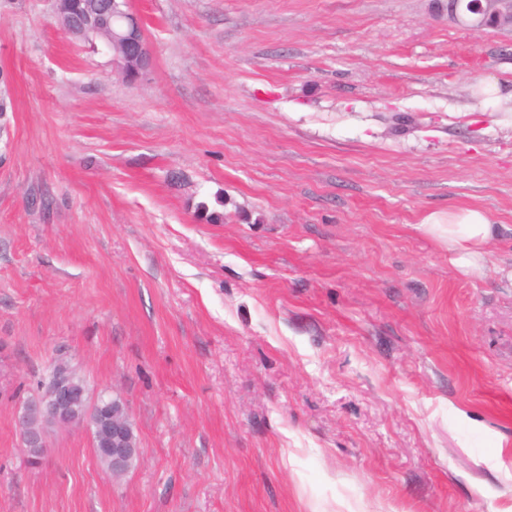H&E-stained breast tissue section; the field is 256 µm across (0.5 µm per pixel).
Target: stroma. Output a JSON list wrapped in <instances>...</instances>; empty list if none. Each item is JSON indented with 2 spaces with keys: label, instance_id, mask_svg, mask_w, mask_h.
Listing matches in <instances>:
<instances>
[{
  "label": "stroma",
  "instance_id": "1",
  "mask_svg": "<svg viewBox=\"0 0 512 512\" xmlns=\"http://www.w3.org/2000/svg\"><path fill=\"white\" fill-rule=\"evenodd\" d=\"M127 83L0 0V512L512 508V31L448 0H130ZM484 210L463 274L419 226ZM222 214L210 222L211 214ZM66 360L139 443L16 426ZM126 9L122 16L126 20L125 29L121 31L122 49L119 56L113 57L115 68L125 77H128L131 68L137 72V65H146L150 70L153 66L154 57L144 33V26L141 17L130 10L129 1H123Z\"/></svg>",
  "mask_w": 512,
  "mask_h": 512
}]
</instances>
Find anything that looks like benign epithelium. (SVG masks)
Returning a JSON list of instances; mask_svg holds the SVG:
<instances>
[{"instance_id": "benign-epithelium-1", "label": "benign epithelium", "mask_w": 512, "mask_h": 512, "mask_svg": "<svg viewBox=\"0 0 512 512\" xmlns=\"http://www.w3.org/2000/svg\"><path fill=\"white\" fill-rule=\"evenodd\" d=\"M55 15L63 28L78 20L79 35L88 41L104 25L106 16L116 8L114 0H53ZM122 16L126 20L121 31V54L113 64L124 75L137 66L152 68L154 57L144 33L141 17L129 9L124 0ZM451 18L471 27L512 26V0H475L469 18L459 16L453 0H448ZM58 427L90 429L94 447L110 462L108 472L114 478L125 475L131 454L138 452L134 425L124 402L117 398H101L92 403L83 383L62 362L52 386L41 400L26 404L18 413L17 427L26 451L44 461L48 455L47 435L37 423Z\"/></svg>"}]
</instances>
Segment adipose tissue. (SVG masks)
Here are the masks:
<instances>
[{
    "instance_id": "obj_1",
    "label": "adipose tissue",
    "mask_w": 512,
    "mask_h": 512,
    "mask_svg": "<svg viewBox=\"0 0 512 512\" xmlns=\"http://www.w3.org/2000/svg\"><path fill=\"white\" fill-rule=\"evenodd\" d=\"M421 229L447 247L452 264L465 274L484 273L489 247L499 234L498 225L484 211L469 207L430 214Z\"/></svg>"
}]
</instances>
